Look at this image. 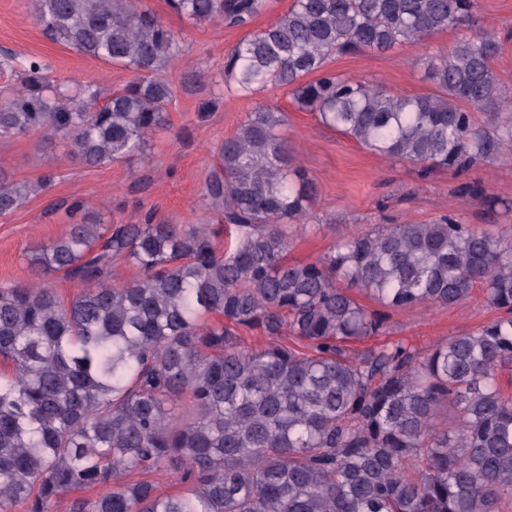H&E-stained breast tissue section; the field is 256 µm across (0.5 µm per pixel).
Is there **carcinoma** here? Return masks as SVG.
Masks as SVG:
<instances>
[{"mask_svg": "<svg viewBox=\"0 0 512 512\" xmlns=\"http://www.w3.org/2000/svg\"><path fill=\"white\" fill-rule=\"evenodd\" d=\"M195 23L244 27L264 0H166ZM479 0H293L226 56L224 84L248 97L289 88L299 109L382 156L465 173L512 159V90L492 63L503 39L481 29L429 58L436 92L394 95L327 69L336 54L384 52L469 26ZM47 38L129 69L105 98L57 83L28 58L0 101V140L41 132L97 167L147 151L167 124L163 73L182 56L175 34L140 0H36ZM310 74L315 78L308 81ZM261 105L221 147L207 186L235 227L224 251L211 224H101L87 202L69 207L65 236L28 255L34 279L0 285V512H512V237L456 215L383 224L348 235L315 262L286 261L288 225L310 219L315 186ZM0 171V215L49 189ZM460 192L490 204L479 181ZM140 277L113 280L115 265ZM85 290L63 302L48 277ZM484 288L501 312L436 343L402 341L357 354L388 312L451 307ZM355 288L378 305L368 309ZM216 314L220 320L210 322ZM261 328L270 342L240 345ZM303 341L299 349L283 334ZM180 472L192 483L163 496L132 474Z\"/></svg>", "mask_w": 512, "mask_h": 512, "instance_id": "obj_1", "label": "carcinoma"}]
</instances>
